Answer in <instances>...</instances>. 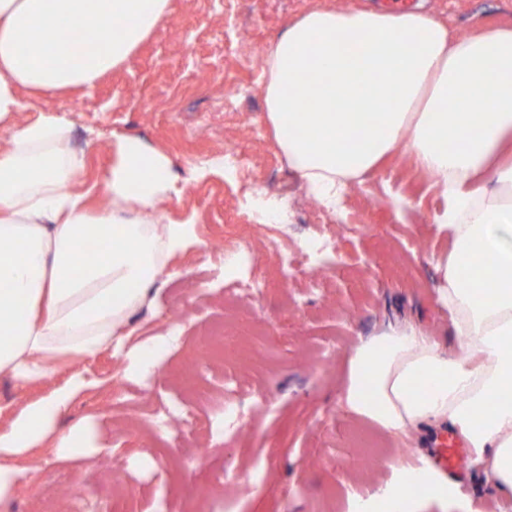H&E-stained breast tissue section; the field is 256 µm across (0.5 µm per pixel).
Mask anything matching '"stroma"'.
I'll use <instances>...</instances> for the list:
<instances>
[{
	"label": "stroma",
	"instance_id": "stroma-1",
	"mask_svg": "<svg viewBox=\"0 0 512 512\" xmlns=\"http://www.w3.org/2000/svg\"><path fill=\"white\" fill-rule=\"evenodd\" d=\"M379 0H169L158 29L94 87L40 94L18 88L27 124L54 111L83 154L77 185L93 208L103 192L115 139L135 135L173 161L176 192L160 204V223L189 222L204 241L171 258L155 282L157 302L134 311L127 348L155 353V339L178 329L162 369L145 380L125 375L123 357L103 351L66 359L42 380L19 387L0 374V428L29 402L48 397L76 372L82 391L62 426L92 419L107 454L92 464L54 461L48 448L18 460L23 474L0 512H346L347 496L377 491L397 451L421 450L422 435L394 437L358 421L336 402L359 337L387 324H412L455 356L465 348L435 302L431 258L450 252L434 218L446 206L441 186L404 156L362 183H349L337 210L297 207L303 184L276 144L266 118L261 65L288 24L315 8L375 9ZM425 11L458 36L512 27V0H425ZM235 143L255 161L252 189L239 169L209 163ZM287 215L282 259L254 222ZM336 250L315 241L327 225ZM249 253L235 273L212 245L236 237ZM257 298L234 301L253 275ZM237 382L242 412L225 423L224 381ZM184 410L174 426L165 411ZM169 426L160 434L157 423ZM451 512H512L471 467L457 474Z\"/></svg>",
	"mask_w": 512,
	"mask_h": 512
}]
</instances>
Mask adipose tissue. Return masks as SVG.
<instances>
[{
    "label": "adipose tissue",
    "instance_id": "1",
    "mask_svg": "<svg viewBox=\"0 0 512 512\" xmlns=\"http://www.w3.org/2000/svg\"><path fill=\"white\" fill-rule=\"evenodd\" d=\"M168 0H0V124L21 103L18 87L59 93L90 88L121 66L166 16ZM64 20L77 40L58 45ZM94 33L93 43L82 40ZM267 119L289 166L327 208L347 181L409 157L440 177L448 205L437 230L453 249L434 258L437 303L468 350L448 354L414 326L388 325L360 339L337 400L398 436L447 427L471 450L478 476L512 493V27L456 36L418 9L316 8L293 22L265 56ZM56 116L15 128L0 152V373L17 385L44 378L64 358L109 349L126 372H157L126 347L129 313L152 302L168 259L201 247L193 224H156L174 193L171 160L135 136L112 146L104 184L110 208L90 211L74 183L84 159ZM72 374L49 397L0 428V504L20 476L15 459L51 442L55 459L103 454L94 427L62 430L60 418L88 388ZM407 468L380 493L352 497L349 512H418L459 492L431 466L412 489Z\"/></svg>",
    "mask_w": 512,
    "mask_h": 512
}]
</instances>
